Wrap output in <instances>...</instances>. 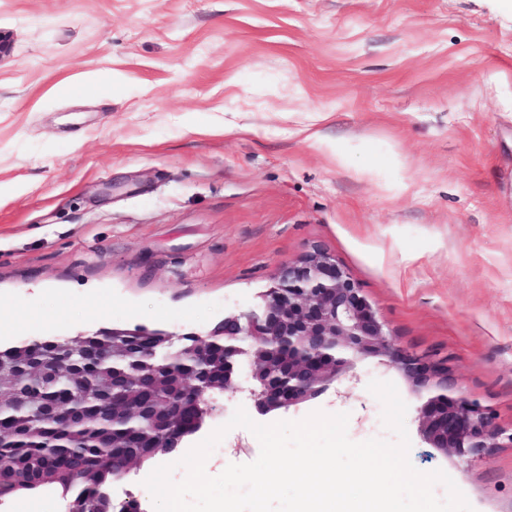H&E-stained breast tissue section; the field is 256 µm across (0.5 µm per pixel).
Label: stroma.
<instances>
[{
    "label": "stroma",
    "instance_id": "stroma-1",
    "mask_svg": "<svg viewBox=\"0 0 512 512\" xmlns=\"http://www.w3.org/2000/svg\"><path fill=\"white\" fill-rule=\"evenodd\" d=\"M0 34V345L204 334L321 248L512 429V0H0ZM374 379L408 406L416 469L512 512V447L430 448L421 399L374 358L266 415L210 394L186 444L239 406L390 438ZM259 450L230 429L205 471ZM176 460L135 466L113 499L151 512L143 481L168 463L184 479Z\"/></svg>",
    "mask_w": 512,
    "mask_h": 512
}]
</instances>
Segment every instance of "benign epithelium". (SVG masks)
<instances>
[{
    "instance_id": "1",
    "label": "benign epithelium",
    "mask_w": 512,
    "mask_h": 512,
    "mask_svg": "<svg viewBox=\"0 0 512 512\" xmlns=\"http://www.w3.org/2000/svg\"><path fill=\"white\" fill-rule=\"evenodd\" d=\"M259 301L224 318L211 335L224 336V390L245 395L258 414L317 397L350 374L356 360L375 358L395 368L425 398L420 427L428 444L474 460L490 448L512 447V431L499 428L491 409L467 392L439 360L397 344L362 288L328 251L316 248L281 267ZM250 363L241 380L239 367ZM185 398L207 400L195 379ZM168 447L185 435L179 415L169 418Z\"/></svg>"
}]
</instances>
